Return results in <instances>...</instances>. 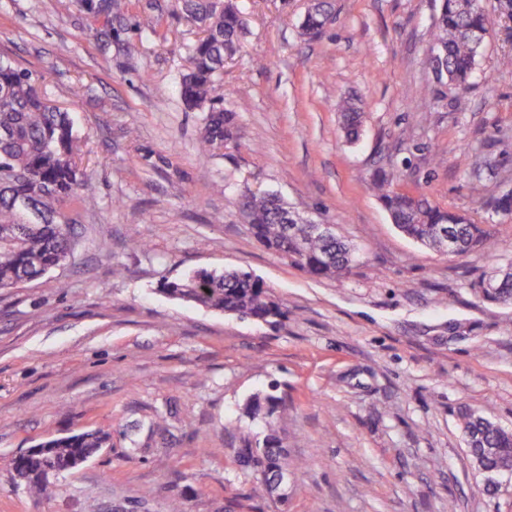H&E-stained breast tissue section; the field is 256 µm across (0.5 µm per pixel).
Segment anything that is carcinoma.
I'll use <instances>...</instances> for the list:
<instances>
[{"label": "carcinoma", "mask_w": 512, "mask_h": 512, "mask_svg": "<svg viewBox=\"0 0 512 512\" xmlns=\"http://www.w3.org/2000/svg\"><path fill=\"white\" fill-rule=\"evenodd\" d=\"M188 16L201 28L202 36L189 56V73L182 97L191 109L209 106L199 151L219 147L216 131L224 140L233 138V115L212 104L216 77L224 69V57L233 53L244 27L234 0H183ZM333 9L329 0H317L301 24L302 34H320L324 13ZM492 21L481 0H441L433 26L431 46L439 54L442 73L459 86L467 84L488 42ZM345 135L359 138L361 116L346 104ZM72 119L67 112L50 106L39 95L32 74L0 57V288H11L25 280H37L49 270L65 265L73 254L72 222L68 204L75 198L93 201L91 176L79 166ZM469 170L479 177L491 167L485 153L469 154ZM395 177L377 173L371 187L389 211L397 229L436 252L440 235L453 238L461 253L481 250L491 240V225L474 224L464 214L444 208L424 194L400 191ZM242 206L254 237L275 253L291 258L312 277L341 278L356 260V250L338 235L324 236L305 224L285 223L286 203L275 193L243 195ZM497 287H484V278L470 284L471 292L489 302L512 301V264L495 270ZM168 296L206 308L265 323L284 316L282 307L271 299L265 285L243 269H201L192 275L161 283ZM279 398L255 396L245 406L254 419H267L268 434L258 441L245 435L238 458L259 476L267 468H300L280 445L273 416ZM461 429L468 450L478 468L498 475L512 463V432L473 410L461 414ZM108 435L88 430L63 438L49 439L56 468L70 469L69 457L79 451L88 454L103 448ZM29 472L26 492L34 499L54 495L57 484L41 475L45 462L20 456L15 467Z\"/></svg>", "instance_id": "carcinoma-1"}]
</instances>
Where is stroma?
Segmentation results:
<instances>
[{
  "label": "stroma",
  "instance_id": "stroma-1",
  "mask_svg": "<svg viewBox=\"0 0 512 512\" xmlns=\"http://www.w3.org/2000/svg\"><path fill=\"white\" fill-rule=\"evenodd\" d=\"M335 22L300 34L308 0H237L245 23L214 97L234 138L197 149L205 110L181 86L201 30L179 0H122L110 17L76 0H0V56L70 112L98 189L74 208L75 249L43 278L0 290V512H512L473 462L462 409L512 430V303L470 284L512 261V222L488 248L444 256L404 237L371 191L395 168L477 224L512 189V21L497 20L469 85L436 82L428 58L439 0H334ZM365 113L359 141L337 102ZM482 148L493 179L469 174ZM275 192L335 225L358 250L344 277H310L261 244L243 190ZM200 268L251 272L286 312L240 320L160 292ZM275 393L289 457L268 493L238 466L244 413ZM110 442L34 502L14 461L51 438Z\"/></svg>",
  "mask_w": 512,
  "mask_h": 512
}]
</instances>
